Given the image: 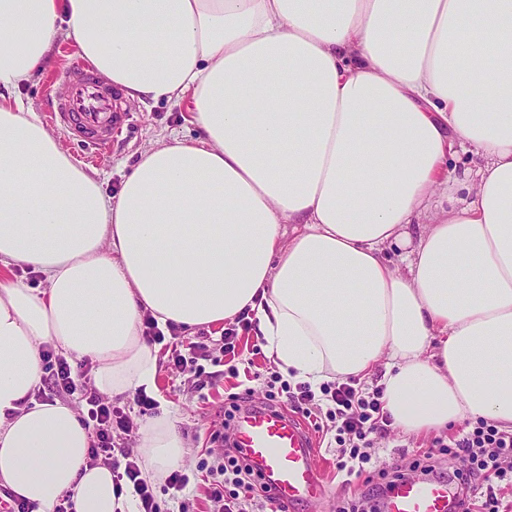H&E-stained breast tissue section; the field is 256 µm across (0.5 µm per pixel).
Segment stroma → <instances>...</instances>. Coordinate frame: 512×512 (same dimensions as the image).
Masks as SVG:
<instances>
[{"instance_id": "35a3bbf8", "label": "stroma", "mask_w": 512, "mask_h": 512, "mask_svg": "<svg viewBox=\"0 0 512 512\" xmlns=\"http://www.w3.org/2000/svg\"><path fill=\"white\" fill-rule=\"evenodd\" d=\"M74 42L59 44L52 55L47 73L41 74L22 86L20 95L26 106L38 114L47 112L51 99L64 90L62 84H50L49 74L66 60L78 55ZM129 119L121 135L112 143L108 152L98 156L91 166L105 177L104 188L115 193L139 153L151 142L172 134L193 138L195 129L182 119L183 109L166 101L128 102ZM224 329L211 326L192 332L177 331L175 337L165 338L159 348V371L153 397L156 408L145 409L134 397L116 398L112 404L137 425L169 411L191 452L181 465L190 477L189 512H210L207 498V473L201 461L209 464L221 462L223 443L213 441V434L223 432L236 408L237 397L245 389H252V401L261 402L268 390L267 381L274 364L262 353L263 341L255 330L240 331L235 362L239 368L249 369V376H231L225 366L222 350ZM178 345L181 351H192L195 362L177 367L168 361L169 345ZM434 435L414 436L401 434L391 427H384L375 447L378 470L365 476H346L336 468V450L330 445V436H323L319 443L317 465L324 478L325 495L316 504L299 503L290 512H336L339 503L367 493L373 486H385L380 469L400 464L406 475H413V465L423 452L434 445Z\"/></svg>"}]
</instances>
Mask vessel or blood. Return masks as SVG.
<instances>
[{
    "instance_id": "vessel-or-blood-1",
    "label": "vessel or blood",
    "mask_w": 512,
    "mask_h": 512,
    "mask_svg": "<svg viewBox=\"0 0 512 512\" xmlns=\"http://www.w3.org/2000/svg\"><path fill=\"white\" fill-rule=\"evenodd\" d=\"M56 78L67 93L52 102L50 122L95 153L108 151L126 121L122 93L102 86L90 65L76 58ZM234 438L259 486L268 487L278 503H310L321 497L319 442L299 416L263 407L242 413L234 422ZM451 503L446 483L406 478L395 482L385 512H452Z\"/></svg>"
}]
</instances>
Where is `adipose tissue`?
<instances>
[{
    "label": "adipose tissue",
    "instance_id": "1",
    "mask_svg": "<svg viewBox=\"0 0 512 512\" xmlns=\"http://www.w3.org/2000/svg\"><path fill=\"white\" fill-rule=\"evenodd\" d=\"M62 41L196 136L106 194L17 94ZM461 152L468 200L430 213ZM244 314L297 378L376 382L400 433L512 432V0H0V487L134 512L75 409L35 400L42 347L115 398L155 388L145 317ZM138 446L150 484L190 452L167 412Z\"/></svg>",
    "mask_w": 512,
    "mask_h": 512
}]
</instances>
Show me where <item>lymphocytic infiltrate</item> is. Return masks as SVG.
<instances>
[{"instance_id":"f902f5d3","label":"lymphocytic infiltrate","mask_w":512,"mask_h":512,"mask_svg":"<svg viewBox=\"0 0 512 512\" xmlns=\"http://www.w3.org/2000/svg\"><path fill=\"white\" fill-rule=\"evenodd\" d=\"M380 391L363 392L353 382L327 381L319 387L297 383L288 401L295 412L311 416L317 405H325L324 417L334 433L338 471L359 475L372 467V433L384 420ZM87 418L95 439L90 449L92 459L111 460L115 445L113 430H129L131 423L123 412L103 402L97 394L85 397ZM449 453L464 455L469 467L461 480L463 490L455 493L454 506L459 512H499L497 497L502 485H512V433L499 430L488 422H479L472 431L450 441ZM140 460L126 456L124 463L112 465L115 484H128L138 501V512H162L154 489L140 477ZM218 478L210 484L208 497L215 512H255L260 501L258 485L237 449L224 451V461L216 468Z\"/></svg>"}]
</instances>
